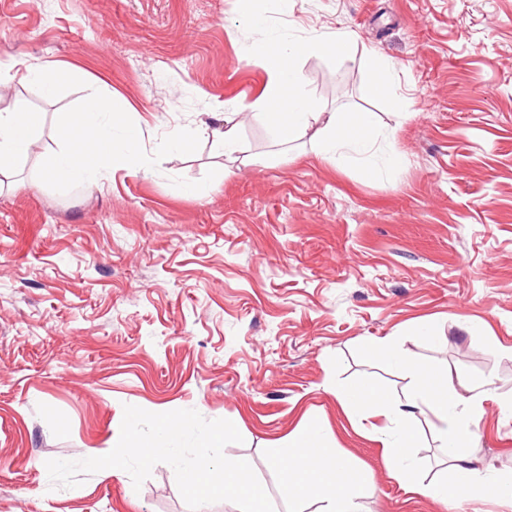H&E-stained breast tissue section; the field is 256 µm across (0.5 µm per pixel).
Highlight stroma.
<instances>
[{
    "label": "stroma",
    "instance_id": "stroma-1",
    "mask_svg": "<svg viewBox=\"0 0 512 512\" xmlns=\"http://www.w3.org/2000/svg\"><path fill=\"white\" fill-rule=\"evenodd\" d=\"M241 9L0 0V111L20 97L42 122L0 174V512H190L165 463L138 490L125 472L52 486L46 461L105 451L127 405L236 417L243 440L224 454L250 463L275 512L319 508L283 494L265 452L309 423L373 478L361 512H512L391 480L386 419L336 396H413L394 362L364 356L366 339L459 390L494 378L464 451L512 472V0H254L258 25ZM283 27L349 37L298 66L325 111L372 113L387 134L373 155L326 160L322 124L282 145L237 115L269 75L250 47ZM373 58L392 66L376 96ZM47 62L73 73L51 93L25 77ZM94 81L139 129L135 160L91 184L50 181L58 131ZM228 112L250 166L196 133ZM175 131L183 148L167 143ZM412 434L418 480L454 484L432 418Z\"/></svg>",
    "mask_w": 512,
    "mask_h": 512
}]
</instances>
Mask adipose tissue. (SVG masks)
<instances>
[{"label": "adipose tissue", "instance_id": "obj_1", "mask_svg": "<svg viewBox=\"0 0 512 512\" xmlns=\"http://www.w3.org/2000/svg\"><path fill=\"white\" fill-rule=\"evenodd\" d=\"M347 43L344 36L297 40L281 30L275 37L254 44L252 54L267 61L271 76L261 95L247 104V111L263 116L284 142L302 138L311 122L323 120L328 134L319 147L322 158L343 159L371 153L380 135L371 113L323 112L304 91L297 68L301 57L337 53ZM40 127V118L30 112L24 100H14L10 111L0 113V172L12 169L31 150ZM124 128L120 113L96 85H89L81 110L60 130L65 148L53 157L46 177L88 182L100 177L112 164L132 160L135 139L125 135ZM401 365L415 384L410 400L395 399L372 386L339 391L355 408L381 415L399 430L400 436L391 441L387 458L391 478L402 485L413 483L411 428L420 416L429 415L434 419L436 439L455 473L456 488H476L512 505V474L487 475L480 459L461 452L483 413L485 399L496 392L494 380L485 377L467 382L464 391L459 392L449 387L441 373L421 370L406 359ZM266 455L278 469L284 493L294 500L316 498L319 512H360L362 498L373 488L369 476L321 447L311 426L289 439L271 442Z\"/></svg>", "mask_w": 512, "mask_h": 512}]
</instances>
